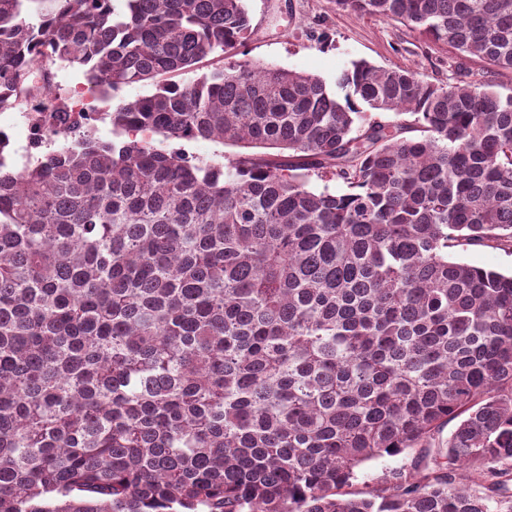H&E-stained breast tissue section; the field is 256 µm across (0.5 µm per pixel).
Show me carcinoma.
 Segmentation results:
<instances>
[{
    "label": "carcinoma",
    "instance_id": "obj_1",
    "mask_svg": "<svg viewBox=\"0 0 512 512\" xmlns=\"http://www.w3.org/2000/svg\"><path fill=\"white\" fill-rule=\"evenodd\" d=\"M331 3L512 70V0ZM249 29L245 0H0V112L65 120L60 64L112 123L0 163V512H512V274L448 256L512 249V96L365 60L333 88L178 80ZM453 420L424 467L346 490ZM144 137L158 148L167 151L182 152L193 163L216 164L227 163L228 158L237 154L250 153L263 155L264 153H275L273 149L264 148H243L235 145L224 144L217 141L182 142L169 140L158 133H146Z\"/></svg>",
    "mask_w": 512,
    "mask_h": 512
}]
</instances>
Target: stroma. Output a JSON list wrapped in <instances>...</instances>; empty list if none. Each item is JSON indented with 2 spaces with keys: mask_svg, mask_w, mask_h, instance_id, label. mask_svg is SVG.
<instances>
[{
  "mask_svg": "<svg viewBox=\"0 0 512 512\" xmlns=\"http://www.w3.org/2000/svg\"><path fill=\"white\" fill-rule=\"evenodd\" d=\"M246 5L252 27L235 57L210 56L200 63V72L227 66L232 60L260 61L312 73L331 83L351 62L365 60L382 68L413 67L435 85L475 81L490 85L501 95H512V71L462 55L398 22L339 11L330 0H246ZM54 91L62 98L84 101L86 107L98 111L95 135L111 139L112 125L103 114L105 105L88 91L80 72L58 69ZM147 139L158 148L184 153L195 163H223L241 152L238 146L217 141L182 142L157 133L148 134ZM424 454V449L413 448L397 456L366 461L356 469L352 488H380L390 472L413 468Z\"/></svg>",
  "mask_w": 512,
  "mask_h": 512,
  "instance_id": "1",
  "label": "stroma"
}]
</instances>
